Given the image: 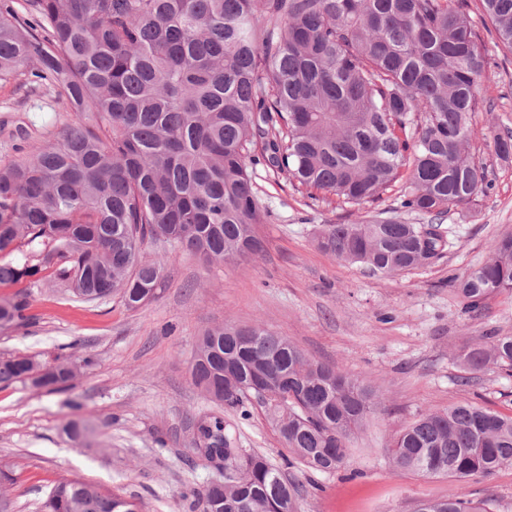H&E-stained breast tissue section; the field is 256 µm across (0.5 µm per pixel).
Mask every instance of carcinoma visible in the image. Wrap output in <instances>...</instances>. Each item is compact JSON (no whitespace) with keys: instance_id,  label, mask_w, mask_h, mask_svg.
Returning <instances> with one entry per match:
<instances>
[{"instance_id":"obj_1","label":"carcinoma","mask_w":512,"mask_h":512,"mask_svg":"<svg viewBox=\"0 0 512 512\" xmlns=\"http://www.w3.org/2000/svg\"><path fill=\"white\" fill-rule=\"evenodd\" d=\"M512 49V0H481ZM23 71L74 114L55 138L0 167V284L44 277L83 301L113 295L135 309L156 295L166 263L187 250L210 263L256 258L265 222L262 165L307 190L363 208L397 191L399 208L440 219L488 188L468 152L493 80L463 0H0V80ZM512 159V132L492 136ZM169 249L144 256L147 242ZM341 261L383 275L441 258L438 224L395 218L327 224L317 238ZM468 313L512 291V234L454 276ZM26 293L0 299V327L33 322ZM464 369L512 374V336L461 350ZM69 358L40 364L0 355V384L69 389ZM192 383L247 416L263 405L286 465L332 474L376 413L377 392L312 360L261 324L226 323L200 336ZM193 451L223 479L182 494L189 512H297L303 484L251 448L224 419L192 420ZM387 452L396 472L460 482L512 466V416L470 403L420 414ZM494 503L421 499L413 512H491ZM41 512H137L117 493L74 479Z\"/></svg>"}]
</instances>
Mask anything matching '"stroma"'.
Masks as SVG:
<instances>
[{"label": "stroma", "mask_w": 512, "mask_h": 512, "mask_svg": "<svg viewBox=\"0 0 512 512\" xmlns=\"http://www.w3.org/2000/svg\"><path fill=\"white\" fill-rule=\"evenodd\" d=\"M493 81L476 88L480 110L472 150L488 167L491 188L473 205L450 212L442 227L453 246L429 264L384 276L321 250L324 224L389 215L390 198L366 210L339 209L299 193L285 179L257 170L269 216L257 225L259 258L211 264L178 253L153 300L130 310L119 297L85 302L51 281L1 284L0 297L29 292L28 325L0 328V354L40 360L62 354L77 367L72 387L49 394L23 383L0 386V465L17 481L5 489L13 512H38L58 481L80 479L134 500L139 512H188L187 487L210 480L192 451L189 419L216 412L239 447L280 462V439L260 403L241 419L216 407L190 379L198 336L232 321L260 323L288 337L313 359L373 386L382 399L351 443L349 468L302 481L298 512H412L424 498L493 499L512 507V467L463 483L448 476L394 472L386 449L420 413L470 402L512 416V376L464 372L457 354L485 336L512 335V292L465 313L449 276L486 261L494 238L512 233V161L496 159L486 140L512 129V50L481 28ZM73 118L49 87L26 76L0 80V166L32 154ZM88 428L83 443L64 432Z\"/></svg>", "instance_id": "obj_1"}]
</instances>
